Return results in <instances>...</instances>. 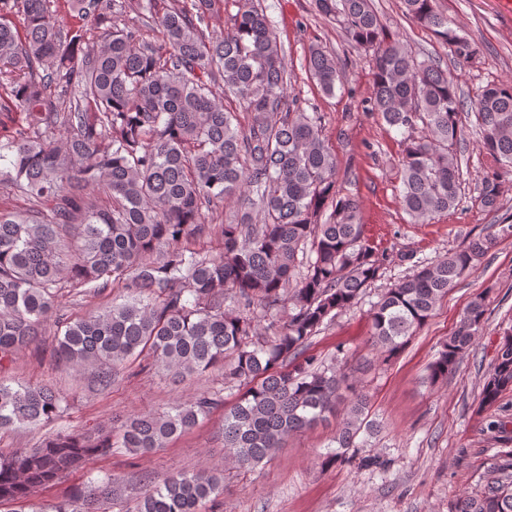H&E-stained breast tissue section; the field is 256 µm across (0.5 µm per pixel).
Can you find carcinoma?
<instances>
[{
    "instance_id": "carcinoma-1",
    "label": "carcinoma",
    "mask_w": 512,
    "mask_h": 512,
    "mask_svg": "<svg viewBox=\"0 0 512 512\" xmlns=\"http://www.w3.org/2000/svg\"><path fill=\"white\" fill-rule=\"evenodd\" d=\"M219 0H173L159 14L152 0H0L22 5L23 30L0 21V180L44 210L0 212V373L44 335L57 310L61 279L97 295L112 286L125 300L71 320L55 319L54 352L64 365L97 369L102 388L142 354L175 378L224 372L223 388L204 391L164 413L128 418L92 435L61 432L39 448H0V503L15 512H93L110 497L108 477L75 487L56 504L32 495L114 448L148 454L224 409V451L255 468L288 437L336 414L341 426L324 456L330 466L364 447L377 431L367 395L355 390L360 367L348 356L326 366L302 356L311 338L358 304L382 275L357 197L336 191V155L322 114L288 93L292 74L272 21L257 0H232L226 32H208ZM403 12L473 63L474 41L451 28L436 0H401ZM317 11L369 56L366 110L402 135L400 203L416 223L455 210L461 178L454 150L463 104L458 79L420 60L386 33L373 0H315ZM66 12L73 23L65 26ZM112 22L99 46L85 48L94 21ZM303 67L320 91L342 82L336 57L308 48ZM224 81V99L211 94ZM68 100L56 111L51 92ZM233 98L235 112L224 104ZM482 151L512 168V80L487 85L473 104ZM61 125L69 136L52 139ZM505 186L481 179L474 202L498 209ZM236 201L224 216L217 204ZM218 236L219 254L195 248ZM512 224L473 238L385 289L371 308L373 345L389 361L434 314L456 282L473 271ZM486 312L470 299L428 379L448 378ZM484 375L478 410L512 391V333ZM237 391L225 405L224 392ZM351 392L345 396V392ZM67 401L47 387H13L0 378V432L61 418ZM224 496L221 472H172L133 512H200ZM453 512H512V458L491 467L484 484Z\"/></svg>"
}]
</instances>
